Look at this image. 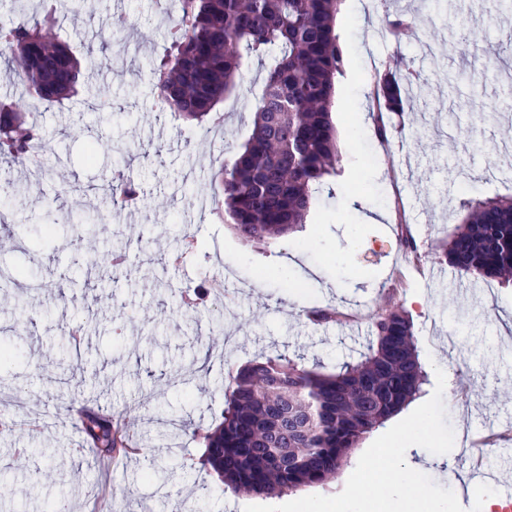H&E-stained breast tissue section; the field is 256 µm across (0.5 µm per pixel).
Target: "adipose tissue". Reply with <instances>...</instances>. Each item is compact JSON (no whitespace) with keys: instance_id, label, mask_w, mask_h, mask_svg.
<instances>
[{"instance_id":"obj_1","label":"adipose tissue","mask_w":512,"mask_h":512,"mask_svg":"<svg viewBox=\"0 0 512 512\" xmlns=\"http://www.w3.org/2000/svg\"><path fill=\"white\" fill-rule=\"evenodd\" d=\"M391 436L395 442L394 448L383 451L381 460L368 472L369 495L391 501L400 512H443L442 503L432 494L419 497L413 493L417 467L403 461L404 445L436 441L435 422L431 411L427 410L421 416L395 422Z\"/></svg>"}]
</instances>
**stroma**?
Listing matches in <instances>:
<instances>
[{"instance_id": "35a3bbf8", "label": "stroma", "mask_w": 512, "mask_h": 512, "mask_svg": "<svg viewBox=\"0 0 512 512\" xmlns=\"http://www.w3.org/2000/svg\"><path fill=\"white\" fill-rule=\"evenodd\" d=\"M338 17L344 65L333 120L340 161L302 228L261 245L244 241L202 202L214 199L212 177L247 137L262 86L251 60L238 96L221 103L222 136L162 115L151 91V63L167 49L171 19L156 0H59L61 34L77 58L109 39L111 71L87 69L88 80L61 106L38 114L49 150L43 171L11 164L16 185L0 202L31 233L24 249L0 246V268L32 269L0 294V344L15 361L0 366V398L23 394L43 434L0 436V512H298L332 502L364 480L371 449L384 447L389 427L374 429L324 486L265 498L224 489L201 468L200 437L183 422L216 427L224 386L235 371L283 353L330 373L355 361L372 341L381 306L403 307L428 381L410 408L429 402L445 443L459 432L494 430L500 437L490 469L512 472V282H485L441 268L439 257L466 216L468 201L512 198V15L488 0H454V20L431 12L429 0H360ZM412 17L417 37L396 41L388 16ZM467 50L448 43L450 24ZM466 64L465 80L449 90L441 72ZM421 71L427 104L387 111L373 94L384 70ZM148 202L116 210L93 237L66 223L67 186L101 188L112 161ZM361 196L379 217L365 223L349 206ZM51 223L53 235L37 234ZM121 250L125 262L108 287L98 285L89 257ZM224 281L223 306L196 313L181 296ZM68 281L58 303L44 284ZM44 309L31 319L26 302ZM332 307L334 322L312 326L305 309ZM205 368H198L200 357ZM84 402L133 425L136 455L112 465L84 457L86 440L71 403ZM26 449L17 458L16 449ZM426 459L417 488L447 499L440 449L415 447ZM164 459L167 472L145 474L144 460Z\"/></svg>"}]
</instances>
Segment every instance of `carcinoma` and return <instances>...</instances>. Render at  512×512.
I'll use <instances>...</instances> for the list:
<instances>
[{
    "label": "carcinoma",
    "mask_w": 512,
    "mask_h": 512,
    "mask_svg": "<svg viewBox=\"0 0 512 512\" xmlns=\"http://www.w3.org/2000/svg\"><path fill=\"white\" fill-rule=\"evenodd\" d=\"M340 0H177L181 23L170 29V50L152 63L153 96L163 112L200 126L219 120L217 106L236 94L246 60L278 50L255 103L251 131L232 162L214 175L222 192L218 218L229 217L245 240L265 243L296 231L314 208L325 177L339 162L332 110L343 57L336 33ZM56 0H42L30 23L0 22V59L37 103L53 106L75 92L81 62L46 32L58 29ZM399 38L413 32L397 15L386 22ZM413 72L386 70L375 87L391 112L403 111ZM43 141L23 103L0 102V159L29 158ZM142 201L138 185H108L114 199ZM108 209L81 208L76 224L102 223ZM443 256L476 278L512 277V200L468 208ZM336 312L306 311L320 326ZM367 354L324 374L283 354L239 368L224 392L223 420L204 434L202 468L224 489L277 497L332 481L365 435L397 414L426 381L412 323L399 307L373 320ZM82 428L102 457L127 446L112 416L89 414Z\"/></svg>",
    "instance_id": "1"
}]
</instances>
